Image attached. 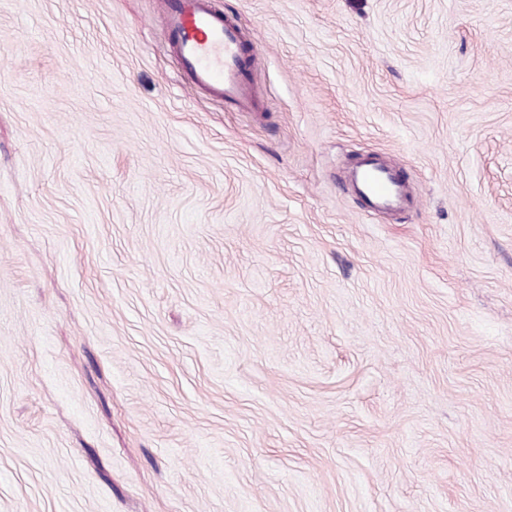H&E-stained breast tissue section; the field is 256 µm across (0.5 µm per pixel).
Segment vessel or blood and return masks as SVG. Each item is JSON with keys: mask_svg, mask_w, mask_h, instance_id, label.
<instances>
[{"mask_svg": "<svg viewBox=\"0 0 512 512\" xmlns=\"http://www.w3.org/2000/svg\"><path fill=\"white\" fill-rule=\"evenodd\" d=\"M172 47L195 89L253 109L255 99L247 74L252 59L248 35L233 17L214 9L209 0H160ZM354 185L368 209L400 205L405 189L396 168L364 157L353 173Z\"/></svg>", "mask_w": 512, "mask_h": 512, "instance_id": "b4317fda", "label": "vessel or blood"}]
</instances>
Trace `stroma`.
<instances>
[{
    "label": "stroma",
    "instance_id": "obj_1",
    "mask_svg": "<svg viewBox=\"0 0 512 512\" xmlns=\"http://www.w3.org/2000/svg\"><path fill=\"white\" fill-rule=\"evenodd\" d=\"M211 3L0 0V512H512V0ZM172 47L191 85L243 110L255 108L248 34L208 0H160ZM353 181L370 210L397 207L404 196L405 181L396 167L386 166L373 157L366 156L358 164Z\"/></svg>",
    "mask_w": 512,
    "mask_h": 512
}]
</instances>
